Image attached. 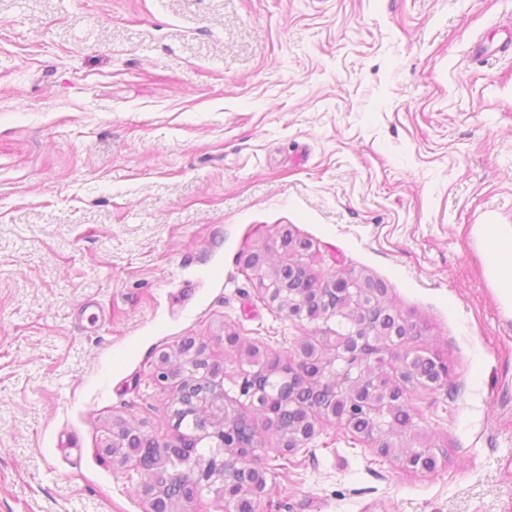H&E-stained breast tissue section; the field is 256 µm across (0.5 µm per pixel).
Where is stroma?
I'll list each match as a JSON object with an SVG mask.
<instances>
[{
    "label": "stroma",
    "mask_w": 512,
    "mask_h": 512,
    "mask_svg": "<svg viewBox=\"0 0 512 512\" xmlns=\"http://www.w3.org/2000/svg\"><path fill=\"white\" fill-rule=\"evenodd\" d=\"M512 0H0V512H151L109 454L173 439L158 356L192 337L238 396L235 333L312 335L252 252L382 282L447 363L406 403L432 472L322 421L258 438L256 512H512ZM495 47L473 56L477 42ZM479 234L485 241L491 260V271L497 284L501 299L509 306L512 304V266L500 260V254L511 255L512 230L500 224L479 225Z\"/></svg>",
    "instance_id": "obj_1"
}]
</instances>
